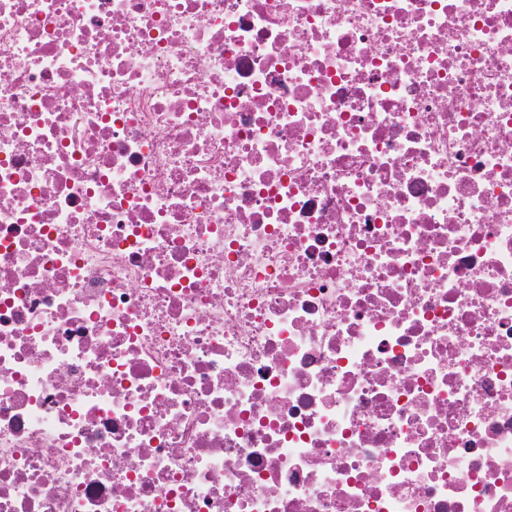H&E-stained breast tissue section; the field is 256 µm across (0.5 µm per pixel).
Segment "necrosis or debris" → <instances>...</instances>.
<instances>
[{"label": "necrosis or debris", "mask_w": 512, "mask_h": 512, "mask_svg": "<svg viewBox=\"0 0 512 512\" xmlns=\"http://www.w3.org/2000/svg\"><path fill=\"white\" fill-rule=\"evenodd\" d=\"M0 512H512V0H0Z\"/></svg>", "instance_id": "necrosis-or-debris-1"}]
</instances>
